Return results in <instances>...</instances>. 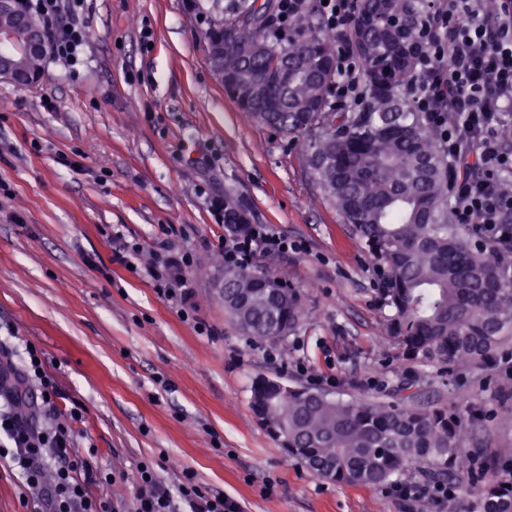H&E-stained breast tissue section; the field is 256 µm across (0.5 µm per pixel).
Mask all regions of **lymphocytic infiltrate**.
Instances as JSON below:
<instances>
[{"label":"lymphocytic infiltrate","mask_w":512,"mask_h":512,"mask_svg":"<svg viewBox=\"0 0 512 512\" xmlns=\"http://www.w3.org/2000/svg\"><path fill=\"white\" fill-rule=\"evenodd\" d=\"M308 3L314 4L324 31L339 38L352 0H281V13L293 15ZM21 7L48 25L54 57L73 66L81 63L91 37L88 26L62 17L60 0H22ZM336 69L334 105L360 107L366 93L363 67L343 42ZM407 96L413 111L443 129L455 223L475 224L484 237L502 238L501 216L512 211V154L502 152L497 139L506 113L512 112V0H498L491 13L485 0H430ZM126 250L142 261L180 315L190 316L195 291L183 271L193 266L192 253L162 255L139 243ZM44 356L29 343L22 364H15L10 346L0 340V458H10L23 471L36 512H241L235 499L199 485L187 469L177 490H170L150 462L137 467L132 510L102 495L101 487L112 484L116 474L93 471L76 454L73 425L82 419V409L76 403L60 407L62 394Z\"/></svg>","instance_id":"obj_1"}]
</instances>
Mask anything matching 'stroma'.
<instances>
[{
  "label": "stroma",
  "mask_w": 512,
  "mask_h": 512,
  "mask_svg": "<svg viewBox=\"0 0 512 512\" xmlns=\"http://www.w3.org/2000/svg\"><path fill=\"white\" fill-rule=\"evenodd\" d=\"M81 2L96 33L83 65L47 60L45 82L26 89L0 80V336L40 347L82 407L79 454L99 468L120 462L125 476L105 494L130 499L138 464L170 457L180 464L160 473L170 489L184 467L242 512H439L288 458L250 406L252 380L277 374L345 401L476 417L455 510L481 512L477 477L512 462V329L484 360L396 357L364 251L300 144L244 118L213 73L198 21L212 0ZM228 191L295 245L259 256L304 297L285 340H252L224 311L212 256L226 231L212 203ZM130 242L196 257L192 319L140 262L118 261Z\"/></svg>",
  "instance_id": "stroma-1"
}]
</instances>
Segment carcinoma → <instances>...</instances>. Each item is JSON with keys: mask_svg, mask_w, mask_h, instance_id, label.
Instances as JSON below:
<instances>
[{"mask_svg": "<svg viewBox=\"0 0 512 512\" xmlns=\"http://www.w3.org/2000/svg\"><path fill=\"white\" fill-rule=\"evenodd\" d=\"M279 0H214L205 32L211 68L246 119L308 141L312 179L341 213L373 262L379 301L390 308L384 334L407 361L438 364L487 357L512 327V245L455 224L448 202V155L442 131L421 112L403 108L399 91L411 80L418 46L409 31L406 52L359 33V10L344 33L365 68L366 107L338 112L336 39L305 9L288 19L284 36L270 32ZM388 15L411 29L420 24L416 0H385ZM252 86L265 98L243 96ZM224 224L249 232L250 212L224 198ZM224 310L258 341L285 338L305 315L304 297L288 279L251 258L224 263ZM251 408L284 453L314 475L351 486L385 485L423 463L435 478L465 456L460 413L446 406L344 401L279 375L252 381ZM482 512H512V475L479 486Z\"/></svg>", "mask_w": 512, "mask_h": 512, "instance_id": "cac0c4a2", "label": "carcinoma"}]
</instances>
